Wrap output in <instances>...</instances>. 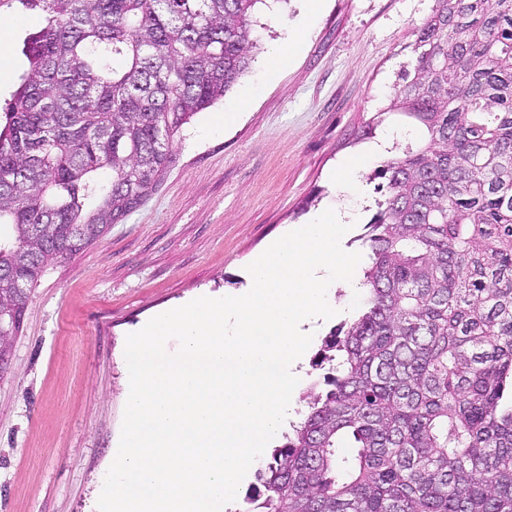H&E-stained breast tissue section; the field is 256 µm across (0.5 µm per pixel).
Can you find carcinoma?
I'll use <instances>...</instances> for the list:
<instances>
[{
    "label": "carcinoma",
    "mask_w": 512,
    "mask_h": 512,
    "mask_svg": "<svg viewBox=\"0 0 512 512\" xmlns=\"http://www.w3.org/2000/svg\"><path fill=\"white\" fill-rule=\"evenodd\" d=\"M258 2L0 0L44 13L0 122V377L47 267L151 192L244 71ZM412 53L365 308L246 512H512V0H433Z\"/></svg>",
    "instance_id": "cac0c4a2"
}]
</instances>
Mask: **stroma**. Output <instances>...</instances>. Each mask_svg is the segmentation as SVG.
Segmentation results:
<instances>
[{"mask_svg": "<svg viewBox=\"0 0 512 512\" xmlns=\"http://www.w3.org/2000/svg\"><path fill=\"white\" fill-rule=\"evenodd\" d=\"M432 5L322 0L312 13L307 0H260L248 69L183 126L157 186L34 288L0 378V512H90L121 436L127 335L163 309L239 293L258 252L335 205L333 171L363 153L361 218L345 248L366 253L360 236L384 197L380 143L401 134L387 108ZM43 22L38 10L0 14L1 107ZM298 26L303 46L271 75Z\"/></svg>", "mask_w": 512, "mask_h": 512, "instance_id": "1", "label": "stroma"}]
</instances>
